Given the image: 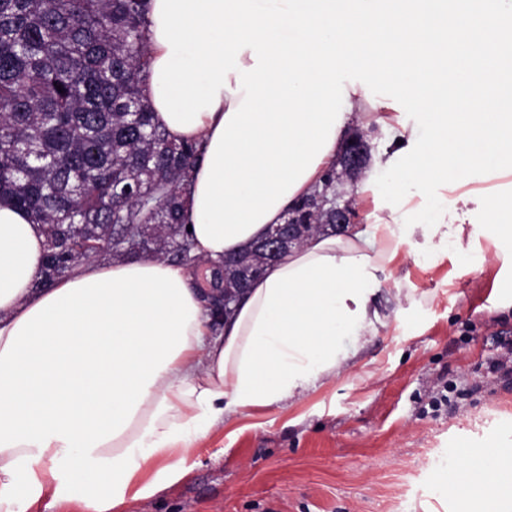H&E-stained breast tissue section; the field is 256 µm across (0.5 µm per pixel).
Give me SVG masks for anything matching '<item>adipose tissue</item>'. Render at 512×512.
I'll use <instances>...</instances> for the list:
<instances>
[{
    "instance_id": "ef3b65f1",
    "label": "adipose tissue",
    "mask_w": 512,
    "mask_h": 512,
    "mask_svg": "<svg viewBox=\"0 0 512 512\" xmlns=\"http://www.w3.org/2000/svg\"><path fill=\"white\" fill-rule=\"evenodd\" d=\"M146 94L202 157L183 222L209 264L240 252L321 182L350 121L403 128L359 192L375 218L308 237L266 267L221 332L187 267L152 256L34 282L45 236L0 200V512H121L188 472L225 418L335 378L380 317L382 277L440 203L413 192L512 171V0H149ZM356 63L361 78L345 77ZM486 235L512 252V196H487ZM61 485L19 492L33 465Z\"/></svg>"
}]
</instances>
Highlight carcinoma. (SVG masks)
<instances>
[{
  "label": "carcinoma",
  "mask_w": 512,
  "mask_h": 512,
  "mask_svg": "<svg viewBox=\"0 0 512 512\" xmlns=\"http://www.w3.org/2000/svg\"><path fill=\"white\" fill-rule=\"evenodd\" d=\"M148 35L146 0H0V199L48 241L66 224L104 240L143 223L137 196H112L138 181L157 203L153 256L192 249L181 213L198 148L155 122ZM73 254L98 257L58 247L55 278ZM236 259L240 272L262 265L252 247Z\"/></svg>",
  "instance_id": "carcinoma-1"
}]
</instances>
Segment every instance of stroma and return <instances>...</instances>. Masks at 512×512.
Wrapping results in <instances>:
<instances>
[{
    "label": "stroma",
    "instance_id": "35a3bbf8",
    "mask_svg": "<svg viewBox=\"0 0 512 512\" xmlns=\"http://www.w3.org/2000/svg\"><path fill=\"white\" fill-rule=\"evenodd\" d=\"M490 192L512 194V172L431 188L446 229L386 272L382 325L336 379L217 425L185 478L127 512H460L440 461L512 448V378L491 368L512 343V261L486 237Z\"/></svg>",
    "mask_w": 512,
    "mask_h": 512
}]
</instances>
